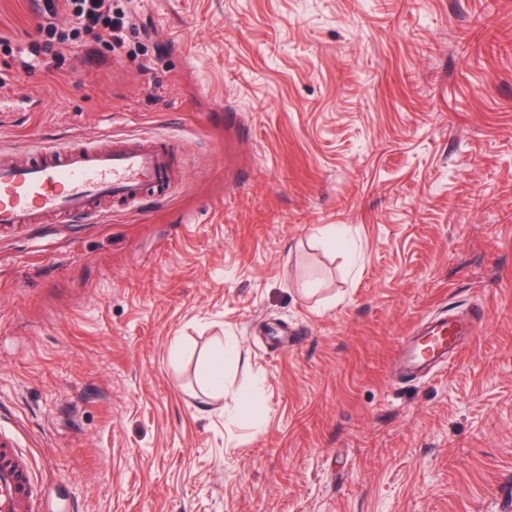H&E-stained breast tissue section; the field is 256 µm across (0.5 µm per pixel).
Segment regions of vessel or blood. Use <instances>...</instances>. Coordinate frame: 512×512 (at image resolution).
I'll return each instance as SVG.
<instances>
[{"label":"vessel or blood","mask_w":512,"mask_h":512,"mask_svg":"<svg viewBox=\"0 0 512 512\" xmlns=\"http://www.w3.org/2000/svg\"><path fill=\"white\" fill-rule=\"evenodd\" d=\"M21 159L0 158V228L43 224L54 219L105 215V205L138 203L169 186L177 176L171 148L149 137L93 144L36 142L21 147ZM475 325L448 313L426 321L404 340L399 354L412 375L430 372L461 354ZM50 488L34 492L28 459L0 445V512H39L37 502Z\"/></svg>","instance_id":"vessel-or-blood-1"}]
</instances>
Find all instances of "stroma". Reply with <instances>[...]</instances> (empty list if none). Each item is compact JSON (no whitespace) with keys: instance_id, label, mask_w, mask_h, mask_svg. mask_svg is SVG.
<instances>
[{"instance_id":"1","label":"stroma","mask_w":512,"mask_h":512,"mask_svg":"<svg viewBox=\"0 0 512 512\" xmlns=\"http://www.w3.org/2000/svg\"><path fill=\"white\" fill-rule=\"evenodd\" d=\"M122 3L111 63L25 71L44 0H0V149L156 136L181 170L0 231V442L50 512H512V0ZM475 332L470 320L442 312L426 321L416 336L402 340L399 355L412 375L426 374L458 357ZM241 357V348L234 341H227L209 361L207 379L217 399L224 398V363Z\"/></svg>"}]
</instances>
